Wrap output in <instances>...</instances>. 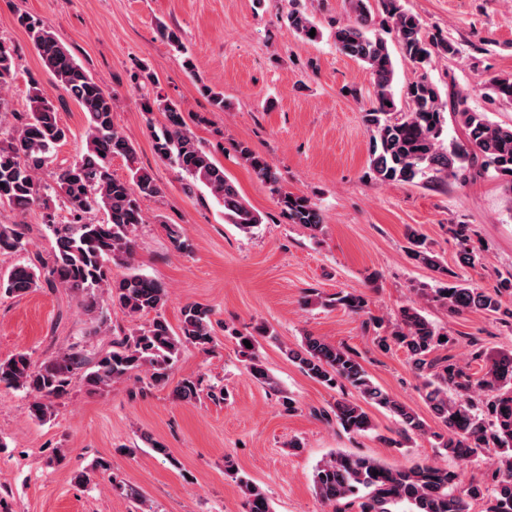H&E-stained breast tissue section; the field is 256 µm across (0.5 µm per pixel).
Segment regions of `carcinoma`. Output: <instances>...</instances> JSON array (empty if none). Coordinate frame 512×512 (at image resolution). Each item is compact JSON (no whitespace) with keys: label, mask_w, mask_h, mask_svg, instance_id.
<instances>
[{"label":"carcinoma","mask_w":512,"mask_h":512,"mask_svg":"<svg viewBox=\"0 0 512 512\" xmlns=\"http://www.w3.org/2000/svg\"><path fill=\"white\" fill-rule=\"evenodd\" d=\"M368 0H345L347 20L336 22V48L363 63L373 79V100L363 113L370 139V167L383 183L435 184L469 181L490 176L500 180L512 215V125L489 120L484 112L464 106L455 92L442 98L426 70L437 56L455 55L458 48L445 37H428L419 18L404 9L402 0H378L400 54L421 71L409 83L403 99L395 96V63L387 40L374 33ZM47 71L78 103L86 114L85 148L80 158L53 173L47 182L42 174L53 163L55 150L68 131L58 118L52 96L35 80L30 83V109L13 112L9 88L14 81L15 57L10 46L0 41V206L23 212L33 205L45 210L44 224L55 239L52 259L46 263H24L0 273V291L15 297L41 285L63 288L76 298L80 308L97 322V330L109 327L110 312L131 319L152 315L149 323L113 342L112 350L88 360L77 349L45 358L39 363L26 352L0 360V384L21 389L30 397L28 411L39 422L56 413L55 401L67 396L74 376L82 377L90 390L105 393L112 383L135 373L146 374L148 385L164 389L178 362L182 348L193 345L207 350L213 343L210 307L192 303L181 309V324L173 330L163 315L168 290L158 281L137 272L119 279L109 276L113 265L130 266L134 255L133 232L145 223L140 201L154 197L160 189L152 174L136 165L132 141L113 122L115 98L106 92L73 58L43 23L29 15L19 17ZM288 25L304 39L322 37L320 27L305 12L292 9ZM315 36H309L310 31ZM486 96L501 106H512V74L494 75L486 83ZM142 111L163 114L165 123L153 132L160 157L202 187L223 208L224 221L249 232L262 223L241 197L235 182L196 138L185 114L173 101L161 96L142 98ZM464 132L465 140L445 143L447 120ZM235 152L254 174L268 184L287 219L312 230L324 221L319 208L308 197L283 190L267 158L239 143ZM123 157L129 177L112 174V158ZM67 209L70 218L59 219ZM102 211L103 222L86 215ZM451 232L461 247L460 264L473 268L480 263V249L471 243L467 224H456ZM410 256L419 265L442 275L429 300L451 315L479 312L506 326L512 324V309L503 297L512 295V279H503L493 289L479 288L458 272L441 264L422 234L409 236ZM29 245L23 224H0V251H25ZM304 304L324 308L340 306L358 314L366 307L365 297L338 292L333 297L307 295ZM255 333L234 331L231 336L238 353L248 361L251 377L260 385L277 388L257 353ZM443 336L422 314L415 302L402 307L389 334L380 337L382 346L403 350L411 369L422 380L424 400L443 424L444 432L431 430L404 402L377 386L357 355L349 349L308 334L296 349L286 350L288 359L309 378L334 390L350 385L359 400L345 396L336 400L332 414L345 432L362 434L374 429L365 406L391 413L399 424L400 447L416 437L434 438L460 462L469 464L493 456L495 468L488 488L446 467L419 461L410 467H396L373 457L335 451L316 465L312 482L318 499L332 512H469V503L482 502V512H512V353L495 355L472 340L470 363L481 375L460 365L453 357L435 352L453 346L457 339ZM249 341L246 347L243 341ZM206 394L211 400L224 399V390L202 388V380L184 378L173 389L175 397L192 402ZM378 474H373V471ZM224 474L238 485L246 512H271L267 494L240 473L229 456L224 457Z\"/></svg>","instance_id":"1"}]
</instances>
